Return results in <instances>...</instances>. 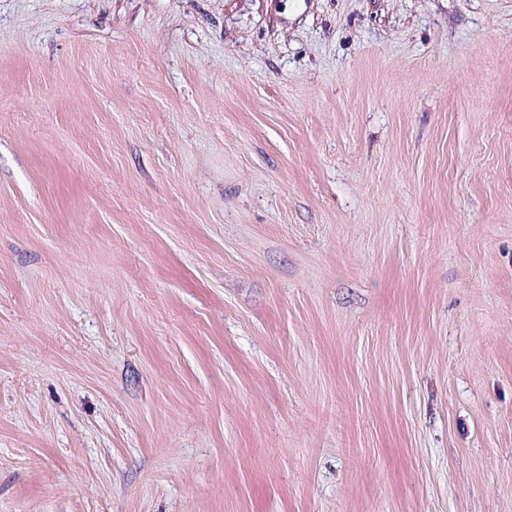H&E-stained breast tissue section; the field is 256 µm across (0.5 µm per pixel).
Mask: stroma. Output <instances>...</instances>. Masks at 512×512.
Masks as SVG:
<instances>
[{
    "label": "stroma",
    "mask_w": 512,
    "mask_h": 512,
    "mask_svg": "<svg viewBox=\"0 0 512 512\" xmlns=\"http://www.w3.org/2000/svg\"><path fill=\"white\" fill-rule=\"evenodd\" d=\"M0 512H512V0H0Z\"/></svg>",
    "instance_id": "1"
}]
</instances>
